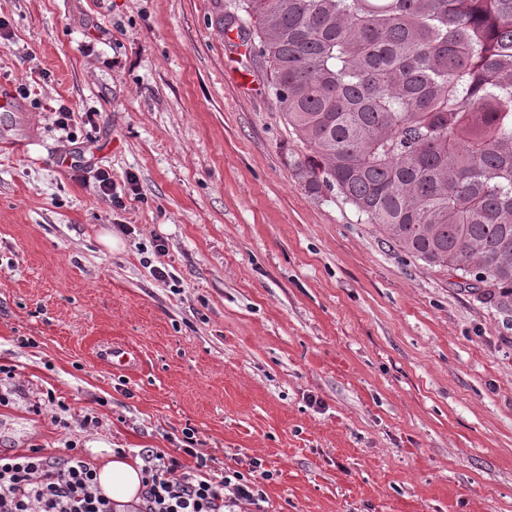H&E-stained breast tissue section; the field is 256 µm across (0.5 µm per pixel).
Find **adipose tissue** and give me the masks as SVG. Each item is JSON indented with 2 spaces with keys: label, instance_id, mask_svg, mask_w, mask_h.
<instances>
[{
  "label": "adipose tissue",
  "instance_id": "obj_1",
  "mask_svg": "<svg viewBox=\"0 0 512 512\" xmlns=\"http://www.w3.org/2000/svg\"><path fill=\"white\" fill-rule=\"evenodd\" d=\"M91 454L98 462L97 482L102 493L116 504L138 502L142 493V475L137 462L115 456L108 448H92Z\"/></svg>",
  "mask_w": 512,
  "mask_h": 512
}]
</instances>
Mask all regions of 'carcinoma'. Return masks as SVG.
Here are the masks:
<instances>
[{
	"label": "carcinoma",
	"mask_w": 512,
	"mask_h": 512,
	"mask_svg": "<svg viewBox=\"0 0 512 512\" xmlns=\"http://www.w3.org/2000/svg\"><path fill=\"white\" fill-rule=\"evenodd\" d=\"M307 193L512 314V0H235Z\"/></svg>",
	"instance_id": "cac0c4a2"
}]
</instances>
